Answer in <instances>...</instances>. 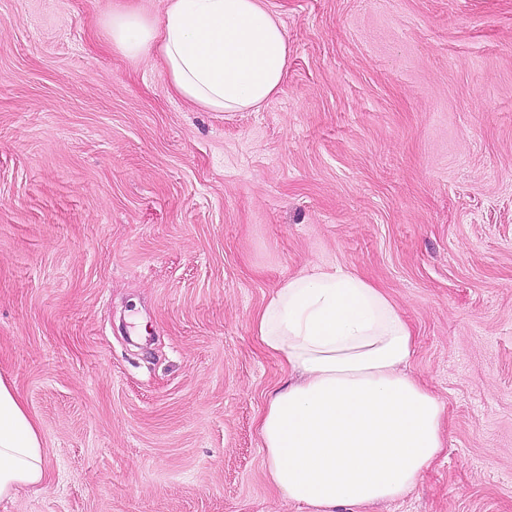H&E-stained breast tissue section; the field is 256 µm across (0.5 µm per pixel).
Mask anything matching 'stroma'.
Instances as JSON below:
<instances>
[{
    "instance_id": "stroma-1",
    "label": "stroma",
    "mask_w": 512,
    "mask_h": 512,
    "mask_svg": "<svg viewBox=\"0 0 512 512\" xmlns=\"http://www.w3.org/2000/svg\"><path fill=\"white\" fill-rule=\"evenodd\" d=\"M126 2L0 0V375L45 467L0 512H304L250 317L312 264L388 294L445 407L361 512H512V0H266L288 73L247 112L112 51Z\"/></svg>"
}]
</instances>
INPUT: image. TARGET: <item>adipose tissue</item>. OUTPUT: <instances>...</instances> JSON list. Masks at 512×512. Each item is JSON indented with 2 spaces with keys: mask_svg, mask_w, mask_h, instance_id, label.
<instances>
[{
  "mask_svg": "<svg viewBox=\"0 0 512 512\" xmlns=\"http://www.w3.org/2000/svg\"><path fill=\"white\" fill-rule=\"evenodd\" d=\"M102 27L110 49L150 59L174 96L211 112L260 108L286 76L288 37L263 0H165L158 19L127 5ZM251 331L288 370L257 423L268 481L308 512L412 492L444 445V408L407 373L413 333L383 290L314 265L271 294ZM44 477L40 429L0 375V500Z\"/></svg>",
  "mask_w": 512,
  "mask_h": 512,
  "instance_id": "adipose-tissue-1",
  "label": "adipose tissue"
}]
</instances>
